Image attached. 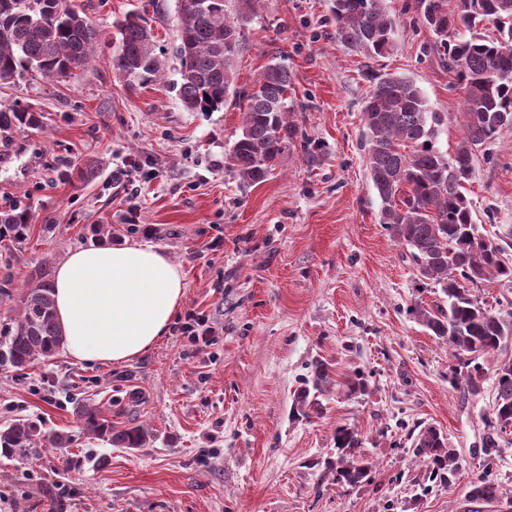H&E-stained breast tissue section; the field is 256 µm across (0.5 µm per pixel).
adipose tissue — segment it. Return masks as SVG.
<instances>
[{
  "instance_id": "1",
  "label": "adipose tissue",
  "mask_w": 512,
  "mask_h": 512,
  "mask_svg": "<svg viewBox=\"0 0 512 512\" xmlns=\"http://www.w3.org/2000/svg\"><path fill=\"white\" fill-rule=\"evenodd\" d=\"M54 282L64 349L89 363L121 364L153 348L179 313L186 288L166 253L128 242L71 251Z\"/></svg>"
}]
</instances>
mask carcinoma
Here are the masks:
<instances>
[{
	"mask_svg": "<svg viewBox=\"0 0 512 512\" xmlns=\"http://www.w3.org/2000/svg\"><path fill=\"white\" fill-rule=\"evenodd\" d=\"M194 0H178L180 79L174 90L184 107L195 112L224 108L232 95L244 105L241 134L231 151L240 181L254 185L266 179L298 134L290 120L294 111L288 69L268 65L250 90L234 88V65L242 51V29L251 19L252 0H209L210 12L194 9ZM423 24L437 37L433 45L448 71L463 86L464 131L454 156L434 144L438 112L428 109L413 80L393 73L371 76L362 107V149L370 178L382 201V219L408 251L422 280L440 289L443 303H416L410 314L433 336L448 344L466 369L455 373L467 394L481 392L486 371L483 360L512 347V313L504 317L488 309L470 288L498 279L512 284V264L496 239L483 236L465 195L474 170L475 149L512 126V0H420ZM336 40L368 57L383 56L393 47L395 22L383 0H332ZM491 22L498 35L485 39L477 27ZM464 29L470 37L448 39L449 30ZM120 49L112 70L128 77L161 76L164 66L154 52L149 21L128 15L118 25ZM99 31L70 8L67 0H0V81L26 74L42 79L67 78L93 59ZM41 125L39 112L25 102L0 106V129L25 131ZM32 208L15 204L0 211V242L28 239ZM20 310L0 331V367L21 369L46 360L63 343L55 315L52 281L42 269L38 280L20 296ZM495 398L491 416L484 418L483 447L497 448L512 429V359L492 366ZM332 384L329 369L319 365L312 387L295 395L293 412L305 414L318 405L317 394ZM347 395H364L369 381L358 370L342 383ZM86 429L109 443L139 448L146 442L139 427L112 432V423L94 406L79 410ZM52 448L68 443L62 434L48 435L31 419H15L0 429V452L23 460L38 442ZM359 431L336 432V481L357 487L370 475L373 463L359 451ZM413 454L428 478L450 487L459 480L454 450L432 425L413 439ZM500 498L498 485L486 477L468 484L467 502L481 504Z\"/></svg>",
	"mask_w": 512,
	"mask_h": 512,
	"instance_id": "1",
	"label": "carcinoma"
}]
</instances>
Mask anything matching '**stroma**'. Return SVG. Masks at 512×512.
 Segmentation results:
<instances>
[{
    "label": "stroma",
    "mask_w": 512,
    "mask_h": 512,
    "mask_svg": "<svg viewBox=\"0 0 512 512\" xmlns=\"http://www.w3.org/2000/svg\"><path fill=\"white\" fill-rule=\"evenodd\" d=\"M101 31L95 60L62 80L0 82V105L36 104L40 128L0 130V211L32 207L27 241L0 243V327L40 267L56 270L89 244H151L184 271L182 313L219 331L196 349L169 329L123 364L78 362L64 351L21 370L0 368V426L38 418L67 448L0 457V512H464L465 486L496 481L512 512V442L483 448L494 377L479 396L452 383L448 346L410 315L438 301L408 251L381 222L382 202L360 146L368 72L410 77L444 117L436 145L462 138L463 90L437 52L417 0H384L394 46L373 59L336 39L331 0H253L235 86L284 64L298 135L267 179L243 186L230 168L242 106L192 112L178 99L176 0H69ZM149 16L161 79L112 70L113 24ZM476 224L512 259V126L476 152L467 185ZM107 234H100V227ZM341 380L360 370L367 394L331 390L307 416L290 414L318 365ZM96 405L114 430L143 427V447L88 433L77 413ZM433 425L461 467L448 488L413 460L411 435ZM358 430L374 464L356 488L337 484L338 428Z\"/></svg>",
    "instance_id": "obj_1"
}]
</instances>
